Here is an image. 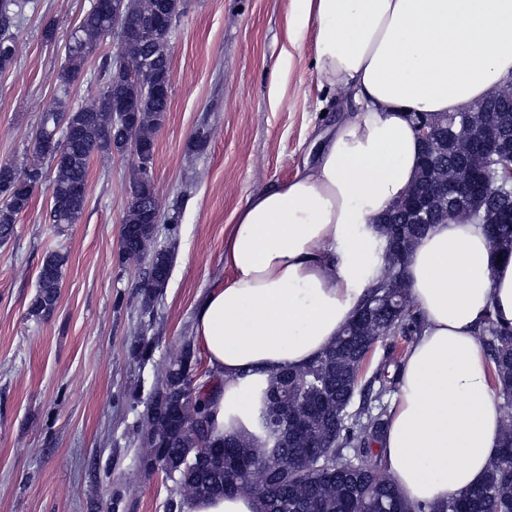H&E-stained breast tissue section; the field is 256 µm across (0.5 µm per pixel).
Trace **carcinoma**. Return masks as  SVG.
Wrapping results in <instances>:
<instances>
[{"label": "carcinoma", "mask_w": 512, "mask_h": 512, "mask_svg": "<svg viewBox=\"0 0 512 512\" xmlns=\"http://www.w3.org/2000/svg\"><path fill=\"white\" fill-rule=\"evenodd\" d=\"M128 15L149 22L166 8L180 16L182 0H129ZM28 0H0V73L17 61L16 35ZM112 35V0L92 4L68 40V65L57 77L63 96L39 115L37 133L47 151L30 160L0 164V242L9 240L19 217L32 204L33 192L20 184L23 176L47 186L50 223L62 228L80 221L85 209L90 165L94 158L106 164L115 155L128 152L125 141L113 132L131 123L139 144L154 155L155 134L170 96L156 91L172 81L170 53L149 35L122 36L118 54L134 64L132 78L112 81V57L102 59L96 74V93L90 105L72 104L66 99L87 58L104 38ZM492 112L501 129L512 138V92L484 98L479 112L437 115L444 138L456 130L464 117L473 126L482 125ZM483 159L461 143L455 152L435 156L420 163L416 179L401 200L386 213L389 223L384 235L399 233L400 252L395 264L406 270L414 245L433 224L408 221L413 211L412 194L441 178L464 179L478 170ZM156 187L153 162L134 163L129 184V201L120 242L124 260L146 262L141 284L145 297L143 313L150 312L151 297L169 278L172 255L155 246L157 225L152 212ZM512 211V197H475L459 217L477 221L491 233L493 247L512 254V228L498 223L501 212ZM68 257L59 251L48 254L38 274L37 290L28 316H50L59 298L63 270ZM408 280L382 276L371 286L365 306H373L382 296L408 295ZM385 333L406 339L422 326L419 314L408 304L397 314L378 312ZM362 335L359 319H353L323 354L301 370H288L269 377L267 387L256 393V431L216 441L211 437L204 387L197 383L191 363L165 369L162 386L151 398L144 437L149 460L172 471L176 488L166 503L167 512H184L194 498H214L249 493L258 503L257 512H425L399 494L386 472L379 446L384 438L388 408L382 397L395 391V378L384 367L369 372L377 336L361 345L355 365L341 362L350 341ZM478 335L490 361V373L505 408L512 407V330L487 313ZM288 378V385L282 379ZM345 404V414L336 418V403ZM200 448H212L210 458L197 465ZM351 460L359 475L354 494L336 477L315 471L325 463L341 467ZM512 512V419L505 420L500 445L483 480L472 489L448 498L447 512Z\"/></svg>", "instance_id": "1"}]
</instances>
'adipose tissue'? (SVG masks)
<instances>
[{
	"instance_id": "1",
	"label": "adipose tissue",
	"mask_w": 512,
	"mask_h": 512,
	"mask_svg": "<svg viewBox=\"0 0 512 512\" xmlns=\"http://www.w3.org/2000/svg\"><path fill=\"white\" fill-rule=\"evenodd\" d=\"M287 37L312 33L318 89L355 110L318 138L313 165L247 200L224 235L194 337L214 378L213 435L254 431V391L319 356L385 266L377 219L413 184L417 114L465 110L512 76V0H295ZM424 328L399 369L383 440L403 498L436 512L483 478L503 414L478 329L512 327V255L484 225H435L408 260Z\"/></svg>"
}]
</instances>
